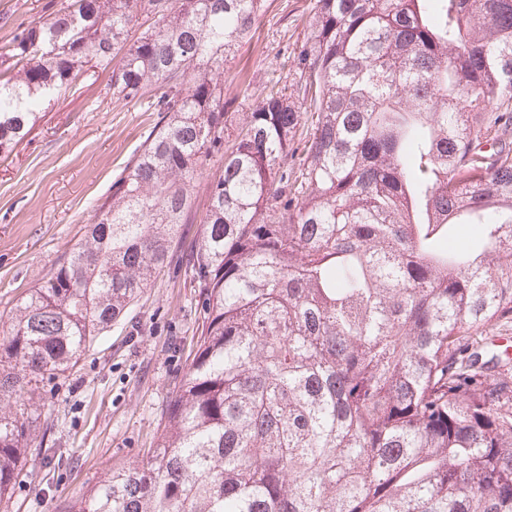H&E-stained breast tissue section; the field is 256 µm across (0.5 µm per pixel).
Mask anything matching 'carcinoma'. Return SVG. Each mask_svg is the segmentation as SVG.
<instances>
[{
	"instance_id": "1",
	"label": "carcinoma",
	"mask_w": 512,
	"mask_h": 512,
	"mask_svg": "<svg viewBox=\"0 0 512 512\" xmlns=\"http://www.w3.org/2000/svg\"><path fill=\"white\" fill-rule=\"evenodd\" d=\"M265 7L51 0L0 45V158L88 66L159 114L0 317V502L29 456L64 462L43 396L198 224L156 446L60 512H512V0H314L295 88L233 112L224 62Z\"/></svg>"
}]
</instances>
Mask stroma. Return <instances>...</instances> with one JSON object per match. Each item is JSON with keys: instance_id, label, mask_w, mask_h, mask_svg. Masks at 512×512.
<instances>
[{"instance_id": "obj_1", "label": "stroma", "mask_w": 512, "mask_h": 512, "mask_svg": "<svg viewBox=\"0 0 512 512\" xmlns=\"http://www.w3.org/2000/svg\"><path fill=\"white\" fill-rule=\"evenodd\" d=\"M49 0H0V42L11 26L47 13ZM313 0H267L255 36L228 58L227 77L245 80L239 111H252L264 87L297 80L287 57L307 32ZM110 73L90 69L41 113L13 153L0 160V313L15 308L84 236L92 206L141 150L158 117L142 100H117ZM190 276L162 271L123 317L86 350L44 413L46 444L69 465L35 457L0 512H50L81 497L109 466L141 461L154 447L161 412L188 370L201 322ZM50 485L52 499L34 485Z\"/></svg>"}]
</instances>
